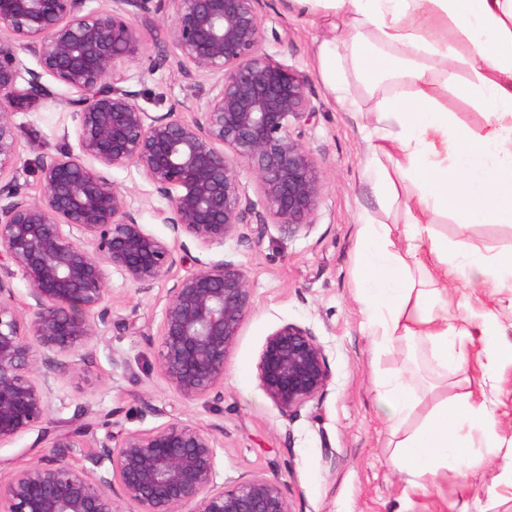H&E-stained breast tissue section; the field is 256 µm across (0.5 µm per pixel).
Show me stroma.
Listing matches in <instances>:
<instances>
[{"label": "stroma", "mask_w": 512, "mask_h": 512, "mask_svg": "<svg viewBox=\"0 0 512 512\" xmlns=\"http://www.w3.org/2000/svg\"><path fill=\"white\" fill-rule=\"evenodd\" d=\"M259 12L263 49L308 81L319 111L302 137L324 182L311 228L290 233L275 224L262 230L251 224L246 239L231 237L204 248L190 238H175L170 226L160 223L157 212L168 202L140 170H107V178L124 193L145 229L172 243L177 265L172 277L147 292L112 272L111 328L85 352L78 375L60 382L41 429L0 446V479L11 478L44 455L40 435L45 430L87 426L84 447L70 453L72 463L82 467L87 447L105 434L119 439L130 431L180 421L206 428L217 439L218 483L230 487L256 476L277 480L291 512H512L511 364L499 366L486 385L505 447L476 449L463 469H439L424 491L412 488L407 474L393 463L374 390L367 316L356 301L354 251L359 214L369 212L375 223L400 233L407 220L402 200L415 188L405 184L399 200L377 204L363 176L362 127L370 118L373 98L356 87L360 110L346 112L324 85L317 48L328 33L326 20L305 13L293 0H259ZM131 22L142 53L126 68L125 89L153 116L172 112L187 118L203 111L213 81L177 74L170 19L157 14L135 16ZM42 82L53 99L32 101L13 115V185L29 199L40 192L38 156L76 145L78 121L65 104L72 90L48 75ZM433 222L436 236L447 240L449 249L463 244L486 255L512 250V226L479 223L462 229L443 216ZM222 260L246 271L251 308L227 356L222 399H187L158 371V327L175 277ZM511 293L491 281L477 288L457 283L448 290V317L455 320L466 309L492 307ZM287 322L315 335L332 375L326 395L295 416L275 406L257 376L266 337ZM383 365L416 368L422 410L439 401L428 345H400L384 355Z\"/></svg>", "instance_id": "35a3bbf8"}]
</instances>
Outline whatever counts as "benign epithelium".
<instances>
[{
  "label": "benign epithelium",
  "mask_w": 512,
  "mask_h": 512,
  "mask_svg": "<svg viewBox=\"0 0 512 512\" xmlns=\"http://www.w3.org/2000/svg\"><path fill=\"white\" fill-rule=\"evenodd\" d=\"M0 0V178L17 158L14 104L50 95L42 74L74 90L76 149L37 160L40 196L0 185V261L28 284L30 316L15 303L12 270L0 275V445L41 425L58 382L75 375L72 358L112 325V271L146 291L176 260L170 245L138 222L102 171L133 165L168 199L162 223L203 247L245 238L251 222L295 233L312 225L323 180L302 142L318 110L308 82L262 48L259 0ZM167 12L180 51L176 72L215 80L205 110L152 117L121 86L141 42L129 17ZM34 56L42 72L24 67ZM28 74V87L18 88ZM254 179L262 210L243 204L242 172ZM251 307L245 270L228 261L179 278L158 328V369L186 399L224 381L227 352ZM257 373L268 397L293 415L326 394L331 371L315 336L285 323L265 340ZM86 429L49 435V451L0 482V512H291L280 483L254 477L217 483L215 437L170 422L95 442L92 467L67 449L86 447Z\"/></svg>",
  "instance_id": "benign-epithelium-1"
}]
</instances>
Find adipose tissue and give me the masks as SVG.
<instances>
[{"mask_svg":"<svg viewBox=\"0 0 512 512\" xmlns=\"http://www.w3.org/2000/svg\"><path fill=\"white\" fill-rule=\"evenodd\" d=\"M309 11L345 14L348 30L319 46L321 77L341 107L359 109L354 82L388 84L366 126L365 176L378 202L398 197V179L417 189L405 203L400 236L359 217L358 300L368 316L373 353L419 341L440 370L459 373L455 393L419 415L412 369L375 372V391L396 436L397 466L426 489L439 468L470 461L497 437L492 401L468 374L471 349L483 372L502 354L504 326L489 308L462 324L448 320L449 284L512 281V250L493 256L449 251L432 226L436 215L459 226L512 224V0H296ZM485 117L480 130L460 122L441 95ZM434 271L437 285L414 274ZM409 433L401 428L408 422Z\"/></svg>","mask_w":512,"mask_h":512,"instance_id":"1","label":"adipose tissue"}]
</instances>
